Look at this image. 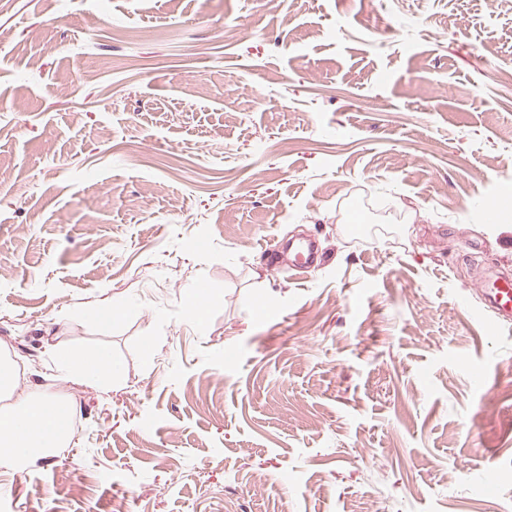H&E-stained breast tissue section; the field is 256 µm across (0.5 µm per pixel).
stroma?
<instances>
[{
  "label": "stroma",
  "mask_w": 512,
  "mask_h": 512,
  "mask_svg": "<svg viewBox=\"0 0 512 512\" xmlns=\"http://www.w3.org/2000/svg\"><path fill=\"white\" fill-rule=\"evenodd\" d=\"M503 71L487 0H0V351L81 407L0 512H512ZM479 291L489 297L491 307L500 317H512V282L505 280L502 284L482 285ZM62 367L67 376L83 382H97L100 377L118 371L112 361V354L105 348H95L77 359L66 357L62 359Z\"/></svg>",
  "instance_id": "1"
}]
</instances>
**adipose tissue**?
Masks as SVG:
<instances>
[{
	"label": "adipose tissue",
	"instance_id": "ef3b65f1",
	"mask_svg": "<svg viewBox=\"0 0 512 512\" xmlns=\"http://www.w3.org/2000/svg\"><path fill=\"white\" fill-rule=\"evenodd\" d=\"M62 367L67 376L83 382L98 381L115 373L111 353L98 347L79 358L66 357ZM0 447L9 449L10 462L18 467L33 464L71 441L70 422L79 412L72 400L39 395H20L15 391V372L10 358L0 359Z\"/></svg>",
	"mask_w": 512,
	"mask_h": 512
}]
</instances>
